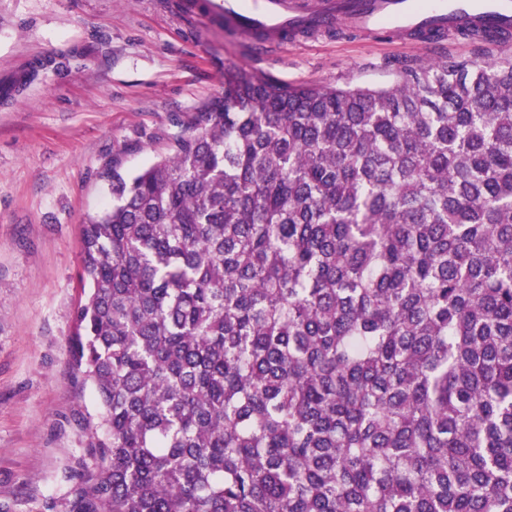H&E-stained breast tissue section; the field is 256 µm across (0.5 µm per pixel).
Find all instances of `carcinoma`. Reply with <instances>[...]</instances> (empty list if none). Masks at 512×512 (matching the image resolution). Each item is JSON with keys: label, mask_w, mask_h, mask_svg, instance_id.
Segmentation results:
<instances>
[{"label": "carcinoma", "mask_w": 512, "mask_h": 512, "mask_svg": "<svg viewBox=\"0 0 512 512\" xmlns=\"http://www.w3.org/2000/svg\"><path fill=\"white\" fill-rule=\"evenodd\" d=\"M177 128L82 226L76 512H512V60Z\"/></svg>", "instance_id": "1"}]
</instances>
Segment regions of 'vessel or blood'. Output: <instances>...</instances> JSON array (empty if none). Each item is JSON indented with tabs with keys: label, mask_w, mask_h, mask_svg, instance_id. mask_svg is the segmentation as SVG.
Here are the masks:
<instances>
[{
	"label": "vessel or blood",
	"mask_w": 512,
	"mask_h": 512,
	"mask_svg": "<svg viewBox=\"0 0 512 512\" xmlns=\"http://www.w3.org/2000/svg\"><path fill=\"white\" fill-rule=\"evenodd\" d=\"M186 17L220 18L252 43L276 46L345 23L364 33L386 29L411 41L477 26L512 40V0H182Z\"/></svg>",
	"instance_id": "b4317fda"
}]
</instances>
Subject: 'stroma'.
<instances>
[{
    "instance_id": "obj_1",
    "label": "stroma",
    "mask_w": 512,
    "mask_h": 512,
    "mask_svg": "<svg viewBox=\"0 0 512 512\" xmlns=\"http://www.w3.org/2000/svg\"><path fill=\"white\" fill-rule=\"evenodd\" d=\"M512 56L449 36L374 43L339 27L266 53L172 0H0V512H72L92 389L68 355L84 300L81 230L108 171L172 153L174 121L224 97V71L379 86L430 57Z\"/></svg>"
}]
</instances>
